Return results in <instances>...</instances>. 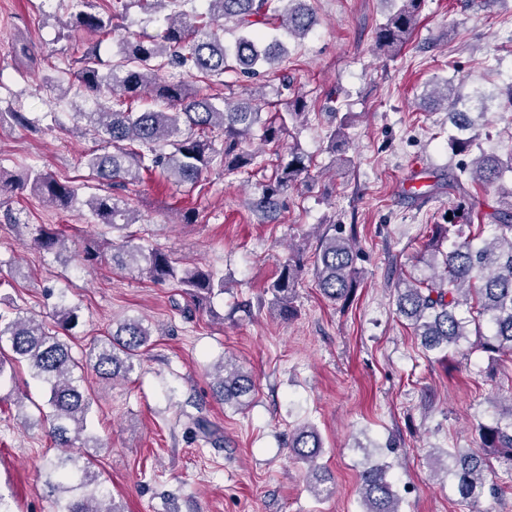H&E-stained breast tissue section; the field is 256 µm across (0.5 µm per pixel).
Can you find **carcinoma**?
I'll return each instance as SVG.
<instances>
[{"instance_id":"carcinoma-1","label":"carcinoma","mask_w":512,"mask_h":512,"mask_svg":"<svg viewBox=\"0 0 512 512\" xmlns=\"http://www.w3.org/2000/svg\"><path fill=\"white\" fill-rule=\"evenodd\" d=\"M155 12L170 7L160 19L154 35H133L120 45V58L102 73L104 61L95 50L79 58L74 80L92 108L79 113L97 132L110 151L91 154L86 166L91 176L122 189L140 182L143 174L160 172L178 185L198 186L203 175L216 166L231 173H247L256 166L259 153L244 148L255 130L261 142L279 145L288 127L306 115L307 102L297 97L287 112L271 120L262 119L261 102L250 99L229 105L224 98L192 88L183 75L219 80L227 70L245 77L260 74L286 53L281 42H266L260 28L280 24L288 33L303 37L316 24L306 0H289L288 10L274 7L275 0H206L204 13L182 9L186 0H145ZM398 8L387 17L376 33L378 48L398 50L415 27L423 0H399ZM83 9L76 12L69 28L83 29L107 37L120 24L127 10L126 0H112V13L103 16L90 11L92 0H77ZM231 21L239 35L231 46L224 44V22ZM149 92L158 107L136 110L142 94ZM450 111L456 133L448 137L451 149L463 154L475 140L477 119L485 112L483 96L475 105L458 108L456 87L444 83L441 93ZM512 172V154L503 160L480 157L472 167L451 174L448 183L465 191V179L496 186L497 206L487 214L488 223L477 225V232L463 236L453 224H435L424 247L428 278H400L393 283L396 307L411 322L421 346L427 352L448 357L475 337L473 345L496 362L512 354V185H503L504 173ZM309 174L305 157L295 150L280 158L274 175L265 185L253 207L267 215L276 211L281 197ZM29 189L57 210L69 211L78 201V188L70 181H59L48 173L28 168L16 174L0 170V191ZM97 223L120 236L106 242V248L91 243L84 248L88 262L107 261L113 268L136 272L156 283H173L199 301L224 293V276L197 266H180L159 248L134 244L123 230L136 223L137 210L115 194L94 196L88 201ZM456 236L448 249L443 241ZM33 246L45 253L59 254L67 237L58 229L41 226L32 237ZM358 256L355 228L348 230L326 225L315 249L313 266L317 286L330 302L347 301L355 288ZM301 252L288 255L277 276L268 284L270 308L283 320L298 316L296 285L303 271ZM79 307L63 306L57 311L58 330L52 332L32 317L0 312V379L6 370L27 368L31 378L44 388L48 411L40 412L39 423L48 429L59 448H79L84 459L78 463L66 455L51 463L54 480L51 489L64 494L57 500L58 512H124L102 488L94 469L93 453L98 447L86 434L91 398L85 387L84 372L92 369L102 380L125 377L134 370L142 351L150 346L152 331L139 319H128L97 339L85 355L77 358L67 341L78 325ZM216 382L213 397L226 406L243 410L249 406L254 383L250 374L224 358L213 366ZM493 421L478 423L480 454L470 448H455L440 460L439 472L454 477L460 502L470 512H480L481 499L502 493V487L489 479L494 457L505 465L512 481V397L490 401ZM189 432L209 443L216 435L214 425L203 416L189 417ZM288 448L307 464L315 479L316 496L336 488L329 469L319 463L323 442L314 426L304 424L290 434ZM387 461L366 467L360 477L362 512H401V497L394 490Z\"/></svg>"}]
</instances>
